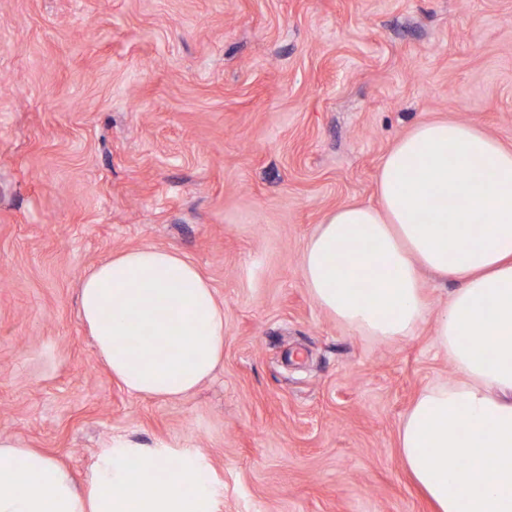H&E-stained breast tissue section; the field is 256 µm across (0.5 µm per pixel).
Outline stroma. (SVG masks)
Instances as JSON below:
<instances>
[{"label":"stroma","instance_id":"stroma-1","mask_svg":"<svg viewBox=\"0 0 512 512\" xmlns=\"http://www.w3.org/2000/svg\"><path fill=\"white\" fill-rule=\"evenodd\" d=\"M512 148V0H0V436L81 478L106 439L191 453L213 512H434L401 422L458 380L426 320L381 341L301 274L325 216L375 202L423 120ZM173 249L224 309V359L174 400L129 393L77 286Z\"/></svg>","mask_w":512,"mask_h":512}]
</instances>
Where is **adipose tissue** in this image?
Listing matches in <instances>:
<instances>
[{
	"instance_id": "1",
	"label": "adipose tissue",
	"mask_w": 512,
	"mask_h": 512,
	"mask_svg": "<svg viewBox=\"0 0 512 512\" xmlns=\"http://www.w3.org/2000/svg\"><path fill=\"white\" fill-rule=\"evenodd\" d=\"M376 197L316 226L302 255L305 285L343 324L392 341L425 317L423 272L457 281L436 336L462 379L420 394L400 426L401 455L437 512H512V148L468 123L418 122L385 156ZM79 301L99 357L134 394L184 396L224 357V310L176 251L113 255L82 278ZM166 458L113 437L79 481L0 437V512H211L196 460L173 470Z\"/></svg>"
}]
</instances>
